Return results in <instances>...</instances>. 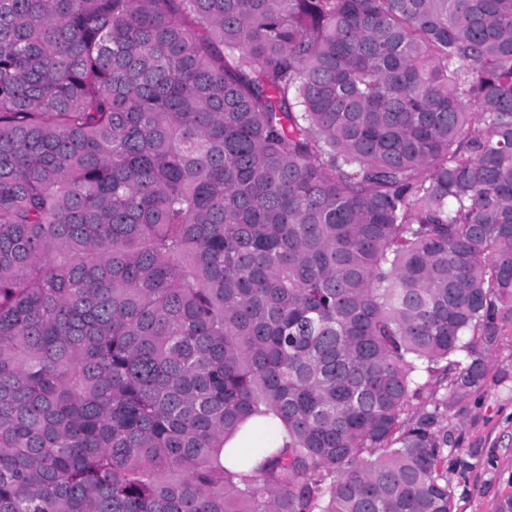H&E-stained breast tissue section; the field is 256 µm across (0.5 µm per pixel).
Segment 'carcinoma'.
<instances>
[{
  "mask_svg": "<svg viewBox=\"0 0 512 512\" xmlns=\"http://www.w3.org/2000/svg\"><path fill=\"white\" fill-rule=\"evenodd\" d=\"M511 316L512 0H0V512H453ZM264 419L251 418L247 420L242 426L238 433L232 437L228 443L224 445V463L232 467L236 462L235 448H255L258 447L257 440L260 432L258 431L257 425ZM226 448V449H225Z\"/></svg>",
  "mask_w": 512,
  "mask_h": 512,
  "instance_id": "obj_1",
  "label": "carcinoma"
}]
</instances>
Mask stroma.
<instances>
[{
	"mask_svg": "<svg viewBox=\"0 0 512 512\" xmlns=\"http://www.w3.org/2000/svg\"><path fill=\"white\" fill-rule=\"evenodd\" d=\"M486 359V386L448 418V456L466 463L452 480L455 512H512V319Z\"/></svg>",
	"mask_w": 512,
	"mask_h": 512,
	"instance_id": "obj_1",
	"label": "stroma"
}]
</instances>
